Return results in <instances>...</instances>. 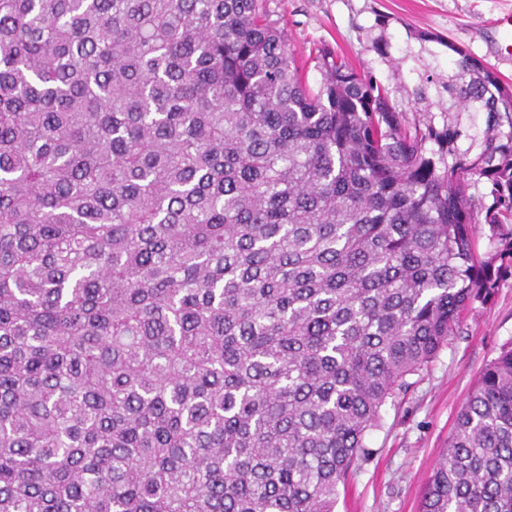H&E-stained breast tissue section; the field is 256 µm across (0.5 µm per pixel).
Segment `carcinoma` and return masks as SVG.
I'll use <instances>...</instances> for the list:
<instances>
[{
    "label": "carcinoma",
    "mask_w": 512,
    "mask_h": 512,
    "mask_svg": "<svg viewBox=\"0 0 512 512\" xmlns=\"http://www.w3.org/2000/svg\"><path fill=\"white\" fill-rule=\"evenodd\" d=\"M442 45L479 142L263 0H0V512H335L512 264V84ZM419 512H512V343Z\"/></svg>",
    "instance_id": "carcinoma-1"
}]
</instances>
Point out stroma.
<instances>
[{"instance_id": "obj_1", "label": "stroma", "mask_w": 512, "mask_h": 512, "mask_svg": "<svg viewBox=\"0 0 512 512\" xmlns=\"http://www.w3.org/2000/svg\"><path fill=\"white\" fill-rule=\"evenodd\" d=\"M297 56L326 47L362 73L392 87L407 120L446 125L447 113L419 110L415 91L427 74L448 75L456 45L512 83V66L494 56L499 30L483 18L512 13V0H267ZM429 35L430 43L420 42ZM512 342V275L485 302L474 303L457 336L413 378L409 390L381 410L365 443L370 456L351 472L336 512H418L421 491L441 458L461 407L485 365Z\"/></svg>"}]
</instances>
